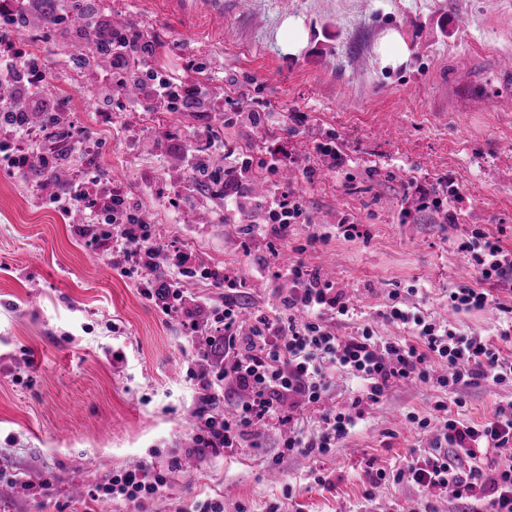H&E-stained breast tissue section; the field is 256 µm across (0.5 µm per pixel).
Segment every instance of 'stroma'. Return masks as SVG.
Wrapping results in <instances>:
<instances>
[{
  "label": "stroma",
  "mask_w": 512,
  "mask_h": 512,
  "mask_svg": "<svg viewBox=\"0 0 512 512\" xmlns=\"http://www.w3.org/2000/svg\"><path fill=\"white\" fill-rule=\"evenodd\" d=\"M104 15L166 36L155 66L194 78L223 72L214 92L220 112H171L142 98L103 118L99 90L70 88L58 41L41 45L53 94L64 99L61 124L97 126L100 186L123 182L165 247L186 251L201 267L239 268L253 307L275 303L287 282L261 279L253 266L272 262L266 240L245 241L254 212L224 221V196L196 189L190 205L177 194L191 184L185 150L209 168H224L214 140L256 167L267 147L286 155L293 188L305 199L306 223L290 238L322 243L303 261L345 285L376 336L404 338L379 316L400 290L401 301L460 331L495 338L512 308V290L495 286L497 304L454 313L448 290L466 281L457 246L476 227L512 251V91L503 92L501 58L512 57V0H98ZM469 24L458 28L457 16ZM303 36L294 53L282 47L285 23ZM397 30L406 60L380 68L376 46ZM269 103L275 125L224 115L246 98ZM139 141L126 149L129 138ZM464 198L456 220L438 200ZM208 222H190L192 213ZM364 224L368 239H345L341 227ZM78 222L36 195L29 179L0 166V467L21 473L30 494L0 482V512H204L214 498L224 512H488L489 498L425 493L401 471L431 446L436 430L418 432L411 417L430 416L443 389L395 386L362 404L356 426L326 455L282 450L289 432H321L316 409L266 430L256 445L219 457L200 454L192 471L179 463L194 434L186 420L202 405L188 372L202 336L186 342L178 317L165 315L136 282L93 251ZM425 286V295L414 289ZM338 323L339 334L357 322ZM124 354L115 361L113 351ZM465 417L492 419L512 400V380L461 389ZM155 463L171 489L134 506L92 500L88 490L113 472ZM81 485L82 495L71 492Z\"/></svg>",
  "instance_id": "35a3bbf8"
}]
</instances>
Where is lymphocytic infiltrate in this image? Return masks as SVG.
<instances>
[{
	"instance_id": "lymphocytic-infiltrate-1",
	"label": "lymphocytic infiltrate",
	"mask_w": 512,
	"mask_h": 512,
	"mask_svg": "<svg viewBox=\"0 0 512 512\" xmlns=\"http://www.w3.org/2000/svg\"><path fill=\"white\" fill-rule=\"evenodd\" d=\"M55 2L58 25L64 27L72 18H79L85 31L106 47L111 58L110 67L93 78L101 90V111L109 112L114 107L113 85L134 77L141 83L143 96L168 110L220 112L225 123H237L238 113L225 111L223 99L213 96L210 83L191 79V72L198 68L196 62L184 64L186 79L159 77L153 58L161 33L113 30L95 0ZM42 83L19 42L0 39V85H9L15 98L10 110L0 111V129L8 134L0 141V154L9 168L23 174L29 169L25 147L30 134L29 113L39 112L46 117L41 125L46 160L59 162L62 151H80L83 143L80 132L60 130L57 114L62 106L54 96L43 92ZM184 162L193 174L194 185L220 189L231 211L249 207L263 211L262 222L245 228L248 237L287 240L291 224L304 213L301 196L292 191H273L263 198H253L244 166L232 150H225L224 169L219 173L210 171L203 160L189 152ZM50 200L82 204L88 223L102 227L101 232L91 235L90 247L110 253L113 266L125 274H140L142 294L164 313H183L184 338L195 336L199 323L194 309L186 305L183 281L199 277L223 288V303L206 309L216 341L210 353L215 367L211 373L197 377L204 392L205 406L199 416L205 427L195 440L198 447L213 454L241 447L270 425L292 421L293 412L284 407L290 396H302L309 405L320 403L329 387L328 371L332 368L358 375L365 385L347 409L322 412L324 431L316 443L322 453L335 447L355 427L362 401L379 400L394 384L432 380L440 388L453 389L512 379V359L502 356L498 346L485 337L457 333L454 327L425 319L397 303L383 311L382 317L408 329L409 338L383 341L368 325L346 336L337 334V321L354 315L344 289L300 261L278 267L274 273L275 278L291 281L287 295L259 310L252 324L242 326L237 294L244 280L238 269L227 266L199 271L180 252L172 276L153 277L160 246L151 225L142 223L123 183L116 181L102 190L94 178L84 183L67 182ZM458 249L470 257L477 283L449 290L448 305L456 312L484 309L494 301L489 286L512 282V252L503 247L500 238L480 229L471 230ZM436 361L444 363L447 371L435 377L431 369ZM463 406L458 397L436 402L440 433L430 451L408 462L407 470L413 481L430 494L451 488L463 498L475 485H482L493 512H512V400L499 404L493 419L481 425L463 418ZM482 451L497 454L493 469L464 468V460L476 458ZM168 489L166 474L147 464L113 473L107 483L95 485L90 495L96 500L138 503L163 495Z\"/></svg>"
}]
</instances>
